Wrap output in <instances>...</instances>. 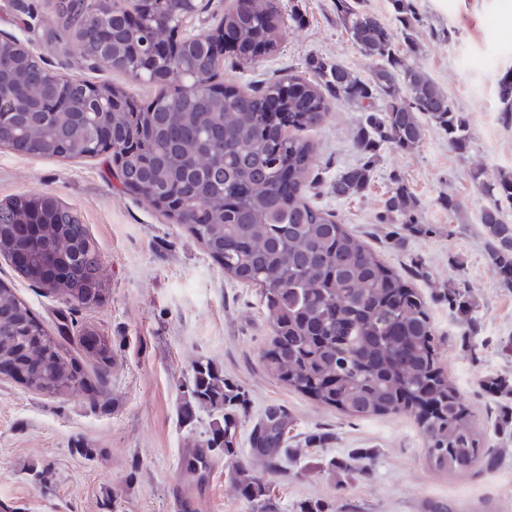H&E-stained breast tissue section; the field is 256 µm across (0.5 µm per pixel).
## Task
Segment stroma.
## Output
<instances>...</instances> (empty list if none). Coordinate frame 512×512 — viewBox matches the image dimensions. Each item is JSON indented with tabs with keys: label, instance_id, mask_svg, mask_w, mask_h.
<instances>
[{
	"label": "stroma",
	"instance_id": "obj_1",
	"mask_svg": "<svg viewBox=\"0 0 512 512\" xmlns=\"http://www.w3.org/2000/svg\"><path fill=\"white\" fill-rule=\"evenodd\" d=\"M280 18L277 46L253 63L225 52L224 81L242 90L288 75L311 79L321 57L369 78L378 58L362 53L336 13V0H272ZM415 48L406 65L426 72L465 117L466 153L425 121L418 147L383 146L373 177L354 197L336 196L338 173L358 164L365 123L360 104L331 101L322 123L299 131L314 146L306 197L333 213L424 297L439 339V358L486 440L487 458L465 473L434 471L413 415L355 419L268 375L271 336L259 288L237 281L186 227L121 190L104 157L62 160L0 149V201L50 194L75 209L98 247L105 286L100 304L68 303L0 259L11 283L49 333L75 357L80 336L95 330L111 359L104 393L43 395L0 376V512H512V395L487 381H512V290L485 258L480 217L490 199L472 174L512 172V120L504 121L499 82L512 73V0H413ZM49 0H0V35L27 41L47 68L114 84L152 101L156 85L103 67L88 68L61 45H48ZM419 202L422 232L383 220L395 182ZM459 204L449 212L446 197ZM466 288L471 316L448 305ZM211 361L246 394L239 417L242 461H253V434L269 414L286 423L272 457L269 495L249 501L230 478L223 453L192 470L189 427L180 406L199 361Z\"/></svg>",
	"mask_w": 512,
	"mask_h": 512
}]
</instances>
